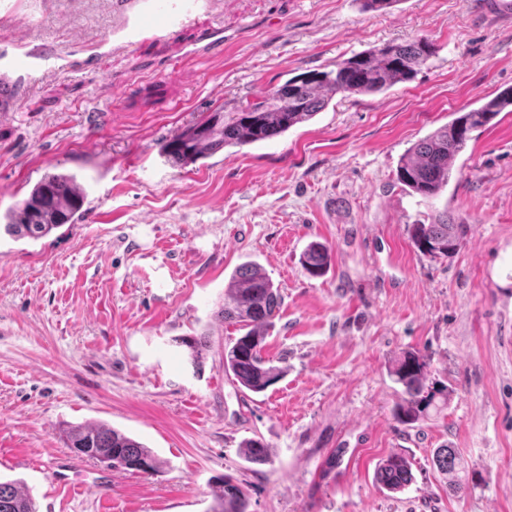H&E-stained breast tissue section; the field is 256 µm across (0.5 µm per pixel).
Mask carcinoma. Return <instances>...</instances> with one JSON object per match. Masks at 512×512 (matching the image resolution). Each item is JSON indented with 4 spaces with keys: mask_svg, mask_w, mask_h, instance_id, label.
<instances>
[{
    "mask_svg": "<svg viewBox=\"0 0 512 512\" xmlns=\"http://www.w3.org/2000/svg\"><path fill=\"white\" fill-rule=\"evenodd\" d=\"M434 43L426 38L387 44L355 54L322 72H304L271 91L252 109L240 110L226 118L222 112L188 127L165 142L160 154L173 167L184 168L230 146H243L277 137L290 128L311 120L334 96L379 93L404 83L418 73L434 54ZM512 109V89L499 93L479 106L460 112L448 124L418 141L401 159L397 180L425 200L438 196L448 186L452 162L471 139V133L488 125L499 113ZM85 197L70 174L46 172L15 209L0 216L5 231L17 239L37 241L65 224H73L81 214ZM469 230L444 214L432 224H414L411 238L417 249L433 258L456 253ZM328 248L320 242L308 245L301 257L303 269L321 276L329 263ZM282 303L280 289L256 264L237 267L224 289V321L239 326L242 335L224 348V373L239 387L253 393L265 391L283 377V372L264 356L269 328ZM390 376L403 387V397L394 416L402 424L413 425L429 416L432 408L447 404V386L429 380V363L415 353L395 357ZM68 447L81 457L110 459L112 467L151 474L160 461L141 442L105 424L72 425L65 431ZM240 453L251 463L267 460L265 444L248 439ZM433 465L448 476V488L464 489L459 479L456 449L435 450ZM375 480L391 493L409 486L414 475L410 461L392 454L381 460ZM213 512H247V491L231 475L217 481ZM0 512H38L35 501L18 480L0 481Z\"/></svg>",
    "mask_w": 512,
    "mask_h": 512,
    "instance_id": "carcinoma-1",
    "label": "carcinoma"
}]
</instances>
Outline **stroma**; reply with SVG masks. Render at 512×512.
Instances as JSON below:
<instances>
[{"instance_id": "stroma-1", "label": "stroma", "mask_w": 512, "mask_h": 512, "mask_svg": "<svg viewBox=\"0 0 512 512\" xmlns=\"http://www.w3.org/2000/svg\"><path fill=\"white\" fill-rule=\"evenodd\" d=\"M0 38L54 50L34 80L11 76L0 116V213L44 173L74 174L78 221L31 242L0 232V479L22 481L39 512H210L218 477L249 512H512V112L473 132L435 198L396 180L401 158L452 112L512 88V25L481 0H206L167 40L125 48L132 6L112 0H6ZM210 31L219 54L201 50ZM428 38L413 81L336 95L272 139L173 168L167 140L211 112H234L306 71ZM469 225L451 258L421 254L415 224ZM330 250L325 275L300 258ZM252 261L283 303L266 355L284 377L266 391L224 374V287ZM205 337L200 365L180 340ZM448 385L414 426L393 410L389 367L404 351ZM105 423L143 443L158 472L77 460L103 477L58 486L72 457L63 428ZM262 440V465L239 446ZM455 448L464 492L432 464ZM406 453L413 483L390 493L378 462ZM328 248L320 242H311L301 257L303 269L311 276H322L329 263Z\"/></svg>"}]
</instances>
